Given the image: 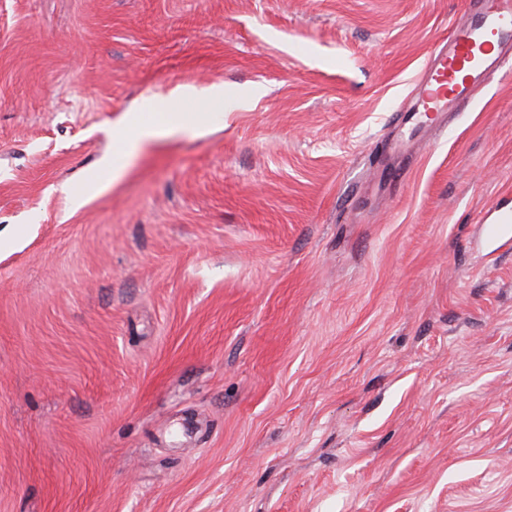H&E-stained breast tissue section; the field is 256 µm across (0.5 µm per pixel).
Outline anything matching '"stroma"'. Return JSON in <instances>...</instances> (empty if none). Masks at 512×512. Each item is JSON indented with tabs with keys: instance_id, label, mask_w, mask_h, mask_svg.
<instances>
[{
	"instance_id": "obj_1",
	"label": "stroma",
	"mask_w": 512,
	"mask_h": 512,
	"mask_svg": "<svg viewBox=\"0 0 512 512\" xmlns=\"http://www.w3.org/2000/svg\"><path fill=\"white\" fill-rule=\"evenodd\" d=\"M471 9L0 0V512H512V69L411 111ZM179 116L182 118L170 117L158 122H146L140 112H133L127 116L120 130L115 134L113 132L120 144L122 159L104 160V165L110 169L112 184L124 176L127 162L130 159L138 156L148 146L164 136L180 130H192L194 133L203 130L204 121L197 120L194 126H190L187 124L186 113L179 114Z\"/></svg>"
}]
</instances>
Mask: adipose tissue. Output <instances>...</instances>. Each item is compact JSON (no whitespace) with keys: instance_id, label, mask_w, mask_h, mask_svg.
Here are the masks:
<instances>
[{"instance_id":"obj_1","label":"adipose tissue","mask_w":512,"mask_h":512,"mask_svg":"<svg viewBox=\"0 0 512 512\" xmlns=\"http://www.w3.org/2000/svg\"><path fill=\"white\" fill-rule=\"evenodd\" d=\"M186 119L170 117L158 122L145 121L141 113H130L124 125L116 134L120 144L122 157L109 161L107 164L113 180H120L127 168L128 160L138 156L148 146L164 136L187 129Z\"/></svg>"}]
</instances>
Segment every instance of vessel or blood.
I'll list each match as a JSON object with an SVG mask.
<instances>
[{"instance_id":"1","label":"vessel or blood","mask_w":512,"mask_h":512,"mask_svg":"<svg viewBox=\"0 0 512 512\" xmlns=\"http://www.w3.org/2000/svg\"><path fill=\"white\" fill-rule=\"evenodd\" d=\"M474 17L452 25L448 42L427 65L419 111L447 113L512 60V0H477Z\"/></svg>"}]
</instances>
